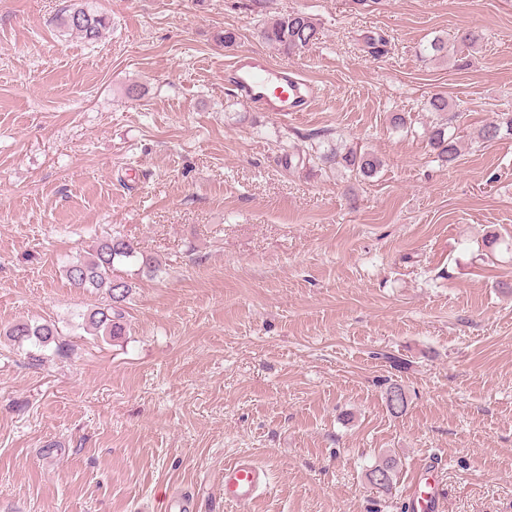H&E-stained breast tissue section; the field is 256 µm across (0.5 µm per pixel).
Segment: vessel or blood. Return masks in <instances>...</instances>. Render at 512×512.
Segmentation results:
<instances>
[{"label": "vessel or blood", "instance_id": "obj_1", "mask_svg": "<svg viewBox=\"0 0 512 512\" xmlns=\"http://www.w3.org/2000/svg\"><path fill=\"white\" fill-rule=\"evenodd\" d=\"M233 79L242 101L275 115L303 111L312 96L294 72L254 54H244L236 59ZM268 480L267 469L250 458L240 457L225 464V503L248 504L267 487ZM409 508L411 512H444L445 503L439 484L414 480Z\"/></svg>", "mask_w": 512, "mask_h": 512}]
</instances>
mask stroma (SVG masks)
I'll use <instances>...</instances> for the list:
<instances>
[{
    "instance_id": "stroma-1",
    "label": "stroma",
    "mask_w": 512,
    "mask_h": 512,
    "mask_svg": "<svg viewBox=\"0 0 512 512\" xmlns=\"http://www.w3.org/2000/svg\"><path fill=\"white\" fill-rule=\"evenodd\" d=\"M88 3L112 21L92 45L59 32L65 0H0V512H407L426 465L446 512H512V137L479 136L512 112V0ZM298 10L321 34L288 55L262 29ZM462 30L481 36L468 68L421 56ZM243 53L320 98L257 111L224 72ZM339 144L377 175L285 162ZM115 234L160 271L117 266L136 288L112 343L83 327L102 294L64 269ZM23 319L67 354L3 336ZM242 454L271 485L228 505ZM425 108L428 112H435V114L443 116L429 131L431 146L437 152V156L441 158V160L448 162V164L454 163L460 153V142L457 137L448 133V128L451 127L450 124L455 116L448 115L447 97L441 93H435L427 99ZM398 466V461L396 458H392L391 456L383 457L379 460L369 471V480L370 475L375 472H382L384 475H375L372 477V485L375 487H380L385 484V476L387 477V483L381 489L390 488L393 483V477L395 476V472Z\"/></svg>"
}]
</instances>
